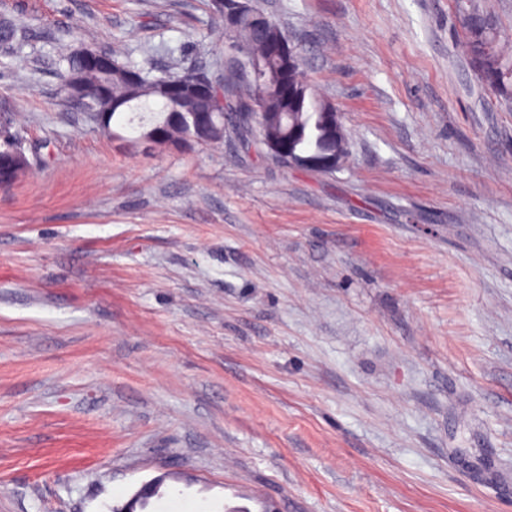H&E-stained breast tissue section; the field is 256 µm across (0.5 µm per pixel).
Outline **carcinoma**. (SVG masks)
I'll use <instances>...</instances> for the list:
<instances>
[{
    "label": "carcinoma",
    "mask_w": 512,
    "mask_h": 512,
    "mask_svg": "<svg viewBox=\"0 0 512 512\" xmlns=\"http://www.w3.org/2000/svg\"><path fill=\"white\" fill-rule=\"evenodd\" d=\"M465 30L464 53L479 76L490 75L493 81L483 84L501 95L512 98V41L498 35L493 17L478 0H460ZM210 27L225 33L231 48L241 51L233 67L224 75L222 106L214 107V96L200 99L192 94L173 96L168 83L174 72L155 71L147 65L127 64L119 60L120 51H112L115 67L108 77L87 69L76 53L62 55L65 67L58 72L63 92L75 88L99 115L98 127L107 135L114 134L112 125L125 120L139 131V141L160 147L192 148L224 141L225 120L231 119L250 145L249 135L265 140H286L288 129L298 132L292 140L296 153H321L336 146L333 126L327 122L332 102L321 96L308 83L301 63L292 68L288 93L280 87L282 64L268 55L269 45L286 37L280 25L272 20L263 28L246 18L233 32H224V10L209 3ZM26 38V31L8 19L0 20V45H12ZM259 67L261 76L255 83H244L239 72L243 63ZM27 152L13 136L0 141V179L17 178L13 168L16 151Z\"/></svg>",
    "instance_id": "cac0c4a2"
}]
</instances>
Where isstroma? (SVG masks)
Instances as JSON below:
<instances>
[{
  "label": "stroma",
  "mask_w": 512,
  "mask_h": 512,
  "mask_svg": "<svg viewBox=\"0 0 512 512\" xmlns=\"http://www.w3.org/2000/svg\"><path fill=\"white\" fill-rule=\"evenodd\" d=\"M333 173L104 136L60 47L224 72L207 0H0V512H512V100L455 0H254ZM0 179L5 180L9 178L17 179V175L15 172V168H13V155L16 151L21 150L24 155L27 157L29 161L30 158L27 155V148H24L21 143L16 142V139L9 134L6 139L0 137ZM25 158H18L16 160V165L19 170H21L24 175L30 170V164L28 160ZM166 479V475H159L151 479L150 481L144 483L141 488L122 506L116 507L115 512H138L141 510H137L140 508V505L143 502L154 495L157 492H160L161 487L164 484Z\"/></svg>",
  "instance_id": "35a3bbf8"
}]
</instances>
